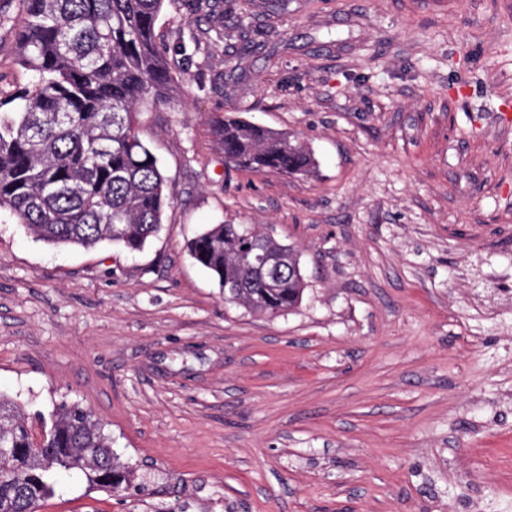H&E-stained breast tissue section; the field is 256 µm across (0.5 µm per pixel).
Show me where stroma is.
Returning <instances> with one entry per match:
<instances>
[{
    "label": "stroma",
    "mask_w": 512,
    "mask_h": 512,
    "mask_svg": "<svg viewBox=\"0 0 512 512\" xmlns=\"http://www.w3.org/2000/svg\"><path fill=\"white\" fill-rule=\"evenodd\" d=\"M15 0H0V93ZM179 81L138 114L171 205L145 248L0 218V392L91 411L142 493L62 477L39 512H512V0H165ZM318 166L251 173L215 120ZM260 224L291 312L225 302L187 251Z\"/></svg>",
    "instance_id": "35a3bbf8"
}]
</instances>
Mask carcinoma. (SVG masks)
I'll return each instance as SVG.
<instances>
[{
	"mask_svg": "<svg viewBox=\"0 0 512 512\" xmlns=\"http://www.w3.org/2000/svg\"><path fill=\"white\" fill-rule=\"evenodd\" d=\"M13 62L29 75L0 98V213L53 246L119 244L141 250L170 205L167 179L141 139L142 105L166 98L177 79L157 42L165 0H16ZM239 168L310 175L311 152L288 136L242 119L216 129ZM217 280L238 286L235 303L259 314L297 308L305 280L291 246L256 226L216 224L188 243ZM265 251L288 257L270 280L253 270ZM22 407L0 395V512H38L57 476L79 471L90 489H131L132 465L77 404L52 406L32 446Z\"/></svg>",
	"mask_w": 512,
	"mask_h": 512,
	"instance_id": "1",
	"label": "carcinoma"
}]
</instances>
